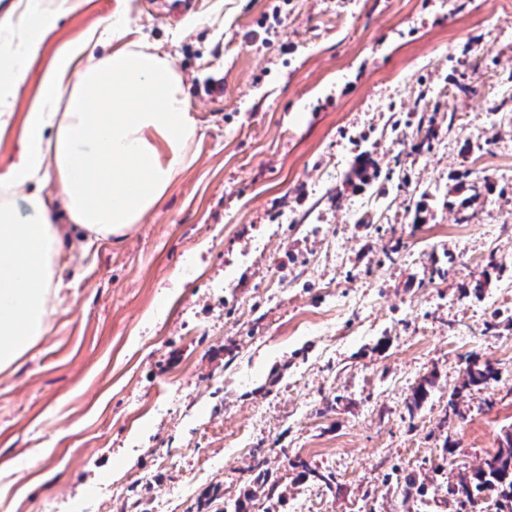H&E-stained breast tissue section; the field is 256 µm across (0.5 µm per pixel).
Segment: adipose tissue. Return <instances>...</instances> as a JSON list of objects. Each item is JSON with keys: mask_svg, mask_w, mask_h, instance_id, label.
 <instances>
[{"mask_svg": "<svg viewBox=\"0 0 512 512\" xmlns=\"http://www.w3.org/2000/svg\"><path fill=\"white\" fill-rule=\"evenodd\" d=\"M84 0H0V136L19 149L0 174V372L51 330L65 211L88 239L126 235L191 163L200 127L173 59L145 43L130 0L63 44L21 128L19 84L59 20Z\"/></svg>", "mask_w": 512, "mask_h": 512, "instance_id": "ef3b65f1", "label": "adipose tissue"}]
</instances>
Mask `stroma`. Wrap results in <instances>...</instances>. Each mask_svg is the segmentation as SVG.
<instances>
[{
	"label": "stroma",
	"instance_id": "35a3bbf8",
	"mask_svg": "<svg viewBox=\"0 0 512 512\" xmlns=\"http://www.w3.org/2000/svg\"><path fill=\"white\" fill-rule=\"evenodd\" d=\"M116 6L60 20L15 124L41 65ZM130 19L200 135L125 236L66 225L51 331L0 372V512H298L312 493L323 512H480L493 492L446 489L512 430V83L492 80L512 74V0H131ZM473 178L489 187L456 223ZM471 354L498 377L449 410Z\"/></svg>",
	"mask_w": 512,
	"mask_h": 512
}]
</instances>
